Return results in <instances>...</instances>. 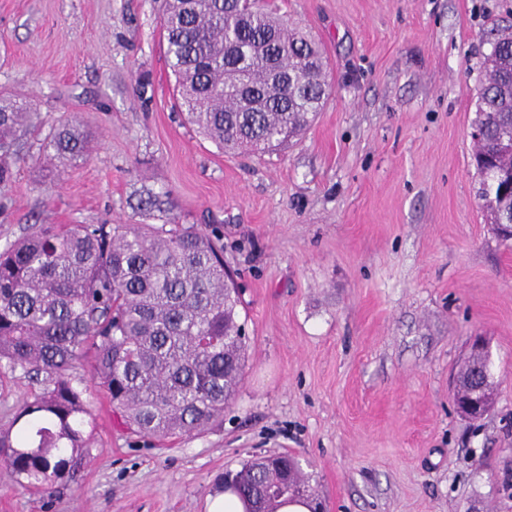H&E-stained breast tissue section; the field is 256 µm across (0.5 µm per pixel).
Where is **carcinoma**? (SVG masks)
<instances>
[{"mask_svg":"<svg viewBox=\"0 0 512 512\" xmlns=\"http://www.w3.org/2000/svg\"><path fill=\"white\" fill-rule=\"evenodd\" d=\"M165 58L188 122L230 153L263 155L288 144L332 92L327 63L307 32L259 0H206L188 9L164 0ZM474 125L484 162L479 197H498L492 223H512V33L484 61ZM27 107L0 96V185L25 161L19 139ZM43 150L62 163L85 159L88 134L62 124ZM218 234L195 224H34L0 251V363L44 376L0 431V466L28 490L70 474L92 425L71 371L93 354L90 380L134 432L163 444L203 431L224 414L247 366L242 297L225 278ZM304 483L288 454L250 462L228 490L264 500L271 479Z\"/></svg>","mask_w":512,"mask_h":512,"instance_id":"carcinoma-1","label":"carcinoma"}]
</instances>
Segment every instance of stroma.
<instances>
[{"mask_svg": "<svg viewBox=\"0 0 512 512\" xmlns=\"http://www.w3.org/2000/svg\"><path fill=\"white\" fill-rule=\"evenodd\" d=\"M277 4L322 45L333 92L259 157L185 122L160 0H0V93L32 114L0 250L35 223L219 227L249 338L223 419L162 446L77 367L87 453L39 491L0 468V512H206L225 470L274 452L300 460L322 512H512V244L478 196L470 137L512 0ZM66 121L94 146L62 168L41 143ZM474 336L496 393L480 421L449 394ZM37 388L0 367V429Z\"/></svg>", "mask_w": 512, "mask_h": 512, "instance_id": "obj_1", "label": "stroma"}]
</instances>
